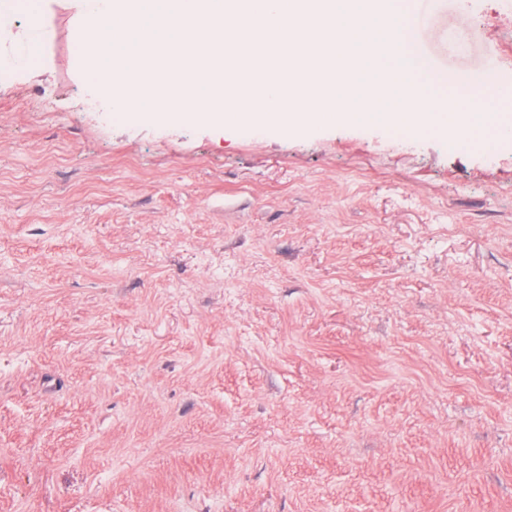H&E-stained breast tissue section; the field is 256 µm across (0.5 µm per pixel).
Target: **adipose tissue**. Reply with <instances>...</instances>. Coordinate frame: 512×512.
Returning <instances> with one entry per match:
<instances>
[{
	"mask_svg": "<svg viewBox=\"0 0 512 512\" xmlns=\"http://www.w3.org/2000/svg\"><path fill=\"white\" fill-rule=\"evenodd\" d=\"M53 0H0V32L14 34L11 52L0 51V80H22L44 70L41 60L49 38L44 16L50 12ZM24 15L26 24L16 28L17 15Z\"/></svg>",
	"mask_w": 512,
	"mask_h": 512,
	"instance_id": "adipose-tissue-1",
	"label": "adipose tissue"
}]
</instances>
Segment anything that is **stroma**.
<instances>
[{
    "label": "stroma",
    "instance_id": "35a3bbf8",
    "mask_svg": "<svg viewBox=\"0 0 512 512\" xmlns=\"http://www.w3.org/2000/svg\"><path fill=\"white\" fill-rule=\"evenodd\" d=\"M0 83V512H512V142L127 122ZM438 70L504 0H418Z\"/></svg>",
    "mask_w": 512,
    "mask_h": 512
}]
</instances>
